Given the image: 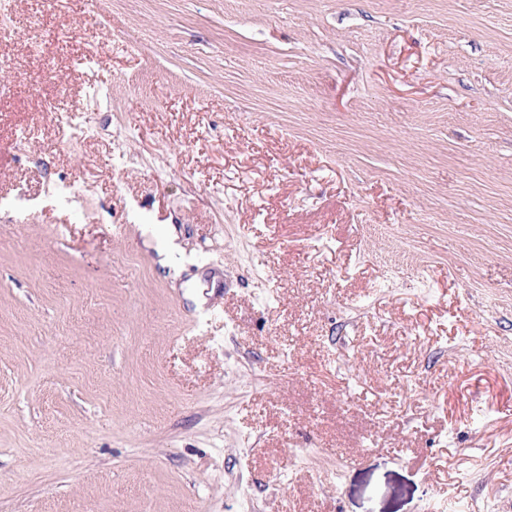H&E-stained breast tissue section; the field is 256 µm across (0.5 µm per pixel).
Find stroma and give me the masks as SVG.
I'll return each mask as SVG.
<instances>
[{
  "label": "stroma",
  "mask_w": 512,
  "mask_h": 512,
  "mask_svg": "<svg viewBox=\"0 0 512 512\" xmlns=\"http://www.w3.org/2000/svg\"><path fill=\"white\" fill-rule=\"evenodd\" d=\"M7 24L0 512H512V0Z\"/></svg>",
  "instance_id": "35a3bbf8"
}]
</instances>
